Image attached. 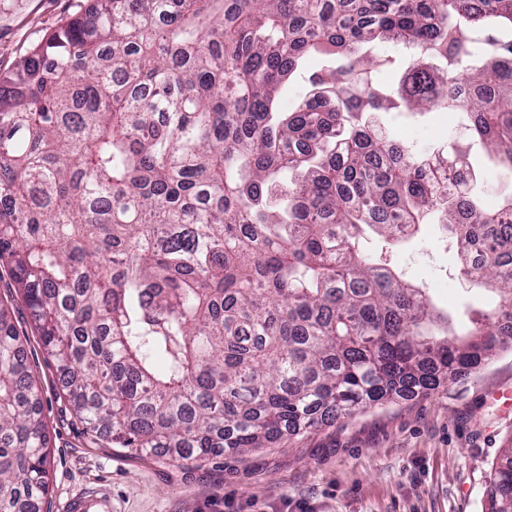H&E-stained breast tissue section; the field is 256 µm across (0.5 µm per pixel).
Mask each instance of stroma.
<instances>
[{
	"mask_svg": "<svg viewBox=\"0 0 512 512\" xmlns=\"http://www.w3.org/2000/svg\"><path fill=\"white\" fill-rule=\"evenodd\" d=\"M91 0H0V78L42 37ZM367 78L382 90L398 85L412 49L383 45ZM389 138L416 154L453 156L470 134L445 112L377 116ZM468 163L488 203L512 195V174L474 145ZM405 278L428 288L457 330L467 308L493 306L492 294L460 281L436 215L389 252ZM0 303L22 335L29 370L42 390L49 437L50 488L42 512H65L67 499L103 488L112 512H485L486 487L503 448L512 446V348L497 350L476 373L427 394L283 436L270 447L226 456L222 467L182 469L139 456L96 436L74 416L59 374L8 270L0 269Z\"/></svg>",
	"mask_w": 512,
	"mask_h": 512,
	"instance_id": "35a3bbf8",
	"label": "stroma"
}]
</instances>
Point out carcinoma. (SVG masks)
Listing matches in <instances>:
<instances>
[{"label":"carcinoma","mask_w":512,"mask_h":512,"mask_svg":"<svg viewBox=\"0 0 512 512\" xmlns=\"http://www.w3.org/2000/svg\"><path fill=\"white\" fill-rule=\"evenodd\" d=\"M384 43L461 74L417 60L388 96L359 77ZM319 51L347 64L278 111ZM20 71L0 81V263L73 414L118 447L219 466L465 379L512 342V200L483 205L368 119L450 108L512 173V0H98ZM433 212L460 277L495 296L462 336L364 252ZM48 455L0 303V512H40ZM487 512H512L511 447Z\"/></svg>","instance_id":"obj_1"}]
</instances>
